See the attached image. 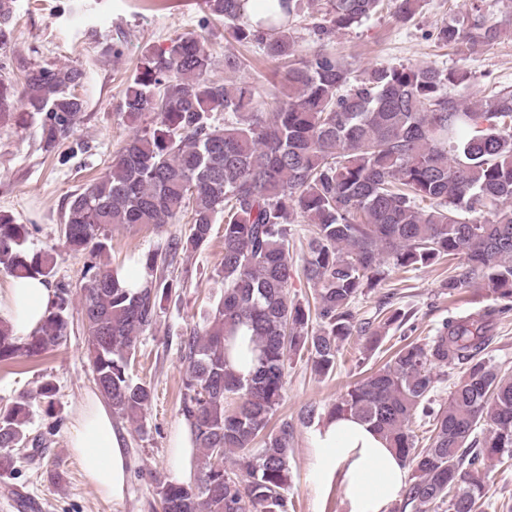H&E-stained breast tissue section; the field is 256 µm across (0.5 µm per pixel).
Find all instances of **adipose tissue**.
<instances>
[{"mask_svg": "<svg viewBox=\"0 0 512 512\" xmlns=\"http://www.w3.org/2000/svg\"><path fill=\"white\" fill-rule=\"evenodd\" d=\"M54 293L42 278H15L0 295V319L24 338L40 326ZM70 446L86 482L107 500L125 493L128 455L106 407L92 396L72 426ZM315 458L323 486L339 485L346 512H389L407 486L409 467L369 425L332 417L315 432Z\"/></svg>", "mask_w": 512, "mask_h": 512, "instance_id": "ef3b65f1", "label": "adipose tissue"}]
</instances>
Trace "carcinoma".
I'll return each instance as SVG.
<instances>
[{
  "label": "carcinoma",
  "mask_w": 512,
  "mask_h": 512,
  "mask_svg": "<svg viewBox=\"0 0 512 512\" xmlns=\"http://www.w3.org/2000/svg\"><path fill=\"white\" fill-rule=\"evenodd\" d=\"M229 38L256 46L284 72L281 89L264 95L244 80L211 77L215 60L201 35L179 36L147 50L116 112L135 128L109 169L73 194L61 225L65 247L94 257L106 228L170 224L190 214V234L171 251L198 250L224 221V289L198 328L180 344L187 363L180 414L199 452L196 477L154 478L161 512H288L291 425L269 430L283 397L285 361L306 351L326 376L340 345L357 331L365 350L379 349L385 329L405 325L396 309L373 328L356 326L352 305L384 280L386 258L419 269L460 259L448 278L452 294L480 280L496 306L450 317L435 333L403 343L381 368L341 395L330 415L352 414L371 425L412 470L399 512H477L483 470L512 459V374L489 356L494 321L512 313V89L469 106L447 89L470 78L463 67L372 68L360 75L330 47L339 30L360 26L384 0H325L308 27L314 50H299L294 22L303 0H273L252 24L247 0H204ZM17 0H0V56L15 42ZM421 0H396L410 22ZM502 29L475 21L443 24L444 46L478 54ZM85 78L70 65H30L24 80L0 74V125H39L52 152L81 119ZM152 112L157 121L140 128ZM428 200L426 209L420 203ZM487 212L479 222L469 215ZM311 224L303 274L313 307L288 299L293 276L288 225ZM31 228L0 213V271L12 277L54 276L51 249L26 247ZM143 287H123L117 269L93 261L81 288V314L93 381L112 412L140 422L150 385L129 365L142 335L157 322L173 281L154 254L144 259ZM69 285L58 282L41 327L21 340L0 321V364L39 358L67 341ZM251 331L254 371L230 366L241 327ZM459 373L448 406L436 407L440 375ZM54 386L21 393L0 407V478L38 451L30 436L34 401L52 414ZM429 429L420 448L411 424Z\"/></svg>",
  "instance_id": "carcinoma-1"
}]
</instances>
